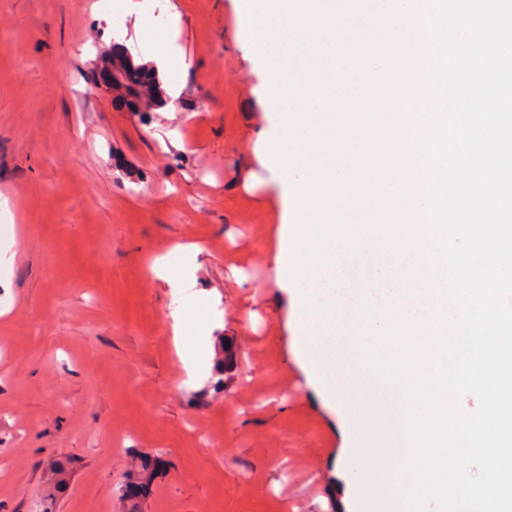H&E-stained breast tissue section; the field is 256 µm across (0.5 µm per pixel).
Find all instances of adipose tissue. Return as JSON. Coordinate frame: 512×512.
Masks as SVG:
<instances>
[{
  "label": "adipose tissue",
  "mask_w": 512,
  "mask_h": 512,
  "mask_svg": "<svg viewBox=\"0 0 512 512\" xmlns=\"http://www.w3.org/2000/svg\"><path fill=\"white\" fill-rule=\"evenodd\" d=\"M143 55L154 62L157 69L171 71L183 68L185 60L182 50L172 33L143 36L139 39ZM196 245L180 247L183 259L181 267L172 269L166 266L156 267V275L168 280L174 296V307L170 312L175 346L187 373H194L207 355L206 341L208 316L195 293L190 290L189 267Z\"/></svg>",
  "instance_id": "obj_1"
}]
</instances>
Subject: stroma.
<instances>
[{"instance_id":"obj_1","label":"stroma","mask_w":512,"mask_h":512,"mask_svg":"<svg viewBox=\"0 0 512 512\" xmlns=\"http://www.w3.org/2000/svg\"><path fill=\"white\" fill-rule=\"evenodd\" d=\"M95 0H0V512H363L361 436L295 360L297 318L275 281L279 203L256 154L274 118L237 39L232 0H159L149 19H95ZM177 20L173 104L126 112L97 87L103 55L143 57ZM198 245L194 291L210 360L174 349L152 267ZM238 345L235 382L221 341Z\"/></svg>"}]
</instances>
